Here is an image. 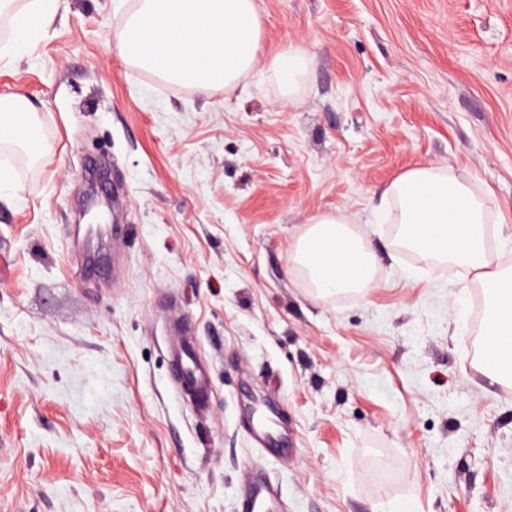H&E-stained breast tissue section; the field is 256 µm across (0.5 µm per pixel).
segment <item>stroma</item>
Masks as SVG:
<instances>
[{"mask_svg": "<svg viewBox=\"0 0 512 512\" xmlns=\"http://www.w3.org/2000/svg\"><path fill=\"white\" fill-rule=\"evenodd\" d=\"M244 91L125 62L114 0H62L0 58V95L49 144L5 148L0 512H239L248 471L279 512H512V383L478 372L475 272L405 252L384 192L424 165L501 206L512 267V0H255ZM309 65L285 102L276 52ZM107 216L88 236L83 209ZM376 255L371 288L322 295L293 261L320 214ZM188 315L213 395L178 394ZM283 395L272 459L242 419Z\"/></svg>", "mask_w": 512, "mask_h": 512, "instance_id": "obj_1", "label": "stroma"}]
</instances>
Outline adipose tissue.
<instances>
[{
  "label": "adipose tissue",
  "mask_w": 512,
  "mask_h": 512,
  "mask_svg": "<svg viewBox=\"0 0 512 512\" xmlns=\"http://www.w3.org/2000/svg\"><path fill=\"white\" fill-rule=\"evenodd\" d=\"M59 0H0V14L8 13L12 25L10 53L20 52L34 36L52 24ZM308 56L300 50L277 53L272 61L284 98L295 102L299 77ZM19 147L29 158L47 148L28 100L21 95H0V145ZM398 210L397 222L404 244L474 271L488 301L482 327L483 350L494 359L501 380H512V268L502 267L487 251L485 226L492 221L487 200L467 181L444 174L434 166L413 168L391 185ZM293 260L304 267L319 292H359L373 282L376 256L370 246L349 228L344 215L315 217L297 242Z\"/></svg>",
  "instance_id": "adipose-tissue-1"
}]
</instances>
